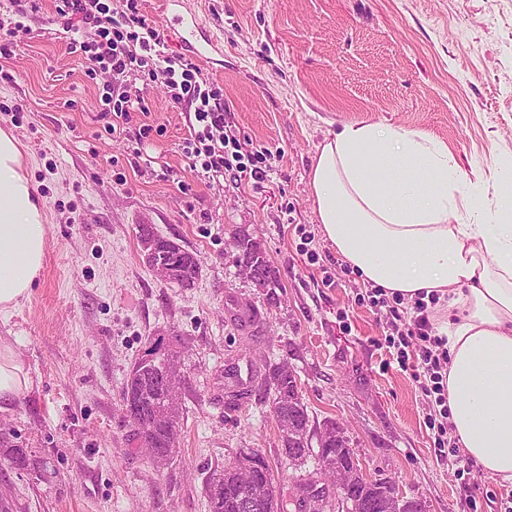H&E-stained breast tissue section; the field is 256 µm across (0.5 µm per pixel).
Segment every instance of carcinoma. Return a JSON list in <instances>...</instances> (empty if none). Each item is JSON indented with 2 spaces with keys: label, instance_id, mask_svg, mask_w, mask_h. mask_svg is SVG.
<instances>
[{
  "label": "carcinoma",
  "instance_id": "obj_1",
  "mask_svg": "<svg viewBox=\"0 0 512 512\" xmlns=\"http://www.w3.org/2000/svg\"><path fill=\"white\" fill-rule=\"evenodd\" d=\"M157 237V241L166 248L163 257L176 267V279L190 287L200 274V263L196 255L183 249L170 240L156 236L149 224L141 225L139 237ZM238 256L236 262L248 261L259 270L255 287L266 290L268 300L275 299V289L280 287L275 268L269 263L262 248L261 240L245 229L237 232ZM176 353H168L166 362L152 363L143 356L134 363L129 371L124 386L122 399L132 410L128 419L131 436L139 442H145L156 450V458H164L166 448L178 440L181 431L182 404L175 406L168 402L165 385L167 370L176 366ZM260 388L268 394L269 406L274 415L280 418H291L295 421L300 439L282 443L284 448H297L299 460L305 462L309 458L323 464L321 456L346 460L350 456L349 440L336 437V422L327 420L317 426L311 423L307 406L303 398L296 397L297 375L285 364H267L257 375ZM323 434L330 440L321 449L322 455L314 453V449L306 448V438L310 434ZM258 454L250 449L240 451L233 461L213 470L207 479L206 495L209 512H248L244 505L261 494L269 493L268 485L272 481L271 471H260L251 484L241 482L238 466ZM389 488L381 480L368 481L358 478L345 496L336 495V491L309 478L304 484L302 495L296 498L295 508L298 512H367L368 503L375 504V512H424L420 502L416 500L402 501V508H397L396 500L387 496Z\"/></svg>",
  "mask_w": 512,
  "mask_h": 512
}]
</instances>
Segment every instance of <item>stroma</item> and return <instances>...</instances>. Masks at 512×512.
Segmentation results:
<instances>
[{"label": "stroma", "instance_id": "1", "mask_svg": "<svg viewBox=\"0 0 512 512\" xmlns=\"http://www.w3.org/2000/svg\"><path fill=\"white\" fill-rule=\"evenodd\" d=\"M55 0H39L30 35L0 31V127L21 144L44 201L47 245L30 295L0 314V340L33 378L0 413V512H209L208 475L243 448L260 451L291 504L314 461H290L260 393L224 404V366L293 367L311 419L341 424L369 478L391 479L426 512H497L512 484L463 451L437 459L435 410L392 364L388 308L321 234L308 184L317 146L343 125L377 123L444 143L464 173L512 163V0H184L218 40L200 64L224 99L228 135L268 149L264 179L216 185L188 170L185 109L143 86L141 156L108 134L104 81L58 37ZM193 251L183 288L143 262L140 225ZM260 238L278 271L274 301L240 272L234 236ZM261 317L249 334L227 300ZM178 356V449L156 467L129 439L121 391L155 337ZM44 463L16 468L5 451Z\"/></svg>", "mask_w": 512, "mask_h": 512}]
</instances>
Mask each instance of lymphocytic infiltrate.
<instances>
[{
  "label": "lymphocytic infiltrate",
  "mask_w": 512,
  "mask_h": 512,
  "mask_svg": "<svg viewBox=\"0 0 512 512\" xmlns=\"http://www.w3.org/2000/svg\"><path fill=\"white\" fill-rule=\"evenodd\" d=\"M56 11L65 19L70 53L91 61L93 72L106 78L105 113L112 119L109 131L132 122L141 102L137 80H157L172 103L193 109L189 134L181 144L190 172L215 184L223 183L225 171L232 168L240 174L261 176L258 162L265 159V151L241 153L224 130L220 89L191 60L166 52L163 35L140 13L137 0H125L119 9L107 0H60ZM427 309L423 299H416L411 321L394 323V332L385 342L395 349L399 367L444 408L448 405L447 340L432 335ZM413 339L420 346L411 356L407 347Z\"/></svg>",
  "instance_id": "lymphocytic-infiltrate-1"
}]
</instances>
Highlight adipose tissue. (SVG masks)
Listing matches in <instances>:
<instances>
[{"label":"adipose tissue","instance_id":"obj_1","mask_svg":"<svg viewBox=\"0 0 512 512\" xmlns=\"http://www.w3.org/2000/svg\"><path fill=\"white\" fill-rule=\"evenodd\" d=\"M21 150L0 131V312L31 292L44 262L42 203L21 171ZM488 216L484 173L466 176L430 137L348 124L318 146L309 172L321 231L364 282L412 300H446L452 434L482 471L512 482V177ZM32 377L0 342V411Z\"/></svg>","mask_w":512,"mask_h":512}]
</instances>
